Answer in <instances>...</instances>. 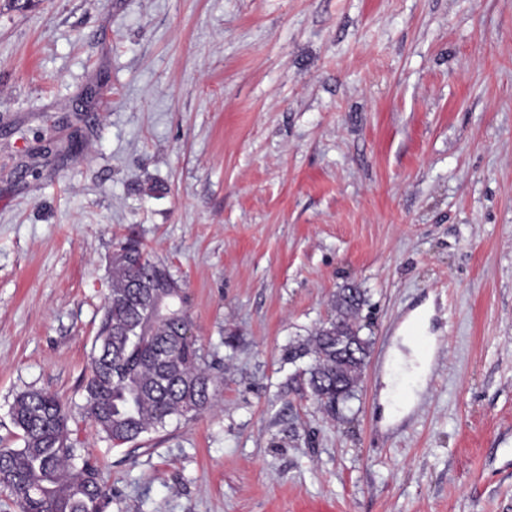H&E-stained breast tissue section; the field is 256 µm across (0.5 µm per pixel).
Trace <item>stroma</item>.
Returning <instances> with one entry per match:
<instances>
[{"mask_svg": "<svg viewBox=\"0 0 512 512\" xmlns=\"http://www.w3.org/2000/svg\"><path fill=\"white\" fill-rule=\"evenodd\" d=\"M128 236L216 397L115 447L83 388ZM348 284L370 356L331 417L287 352ZM29 390L104 512H512V0H0V448ZM428 328V313H426L425 311H418L417 313H413L401 325V327L398 330L399 335L403 336V345L407 346L411 350L412 358L409 359L408 361H406L404 354L400 350L396 349L394 351L396 360H399L396 361L398 364H400V361L404 364L408 362L410 366L413 368L412 373L415 376V388L411 395L410 401L415 398L416 391L420 390V388L423 386L424 377L426 375L428 368L429 358H427V355L421 350H418V352H416L413 349L412 345L410 344L409 340L412 341L411 336H426V333H428ZM415 363H418L419 366L416 367Z\"/></svg>", "mask_w": 512, "mask_h": 512, "instance_id": "35a3bbf8", "label": "stroma"}]
</instances>
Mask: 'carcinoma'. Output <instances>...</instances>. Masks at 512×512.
<instances>
[{
  "instance_id": "carcinoma-1",
  "label": "carcinoma",
  "mask_w": 512,
  "mask_h": 512,
  "mask_svg": "<svg viewBox=\"0 0 512 512\" xmlns=\"http://www.w3.org/2000/svg\"><path fill=\"white\" fill-rule=\"evenodd\" d=\"M358 288L336 293V316L288 348V360L309 358L303 371L319 406L331 415L354 397L369 340L356 321ZM190 317L182 285L168 266L127 240L112 254V288L91 355L84 410L98 432L125 445L165 427L174 416L196 415L213 399L197 339L180 335ZM354 343L359 358L343 362L336 336ZM23 446L0 448V486L19 512H103L107 493L98 469L78 454L68 407L54 394L30 390L11 407Z\"/></svg>"
}]
</instances>
